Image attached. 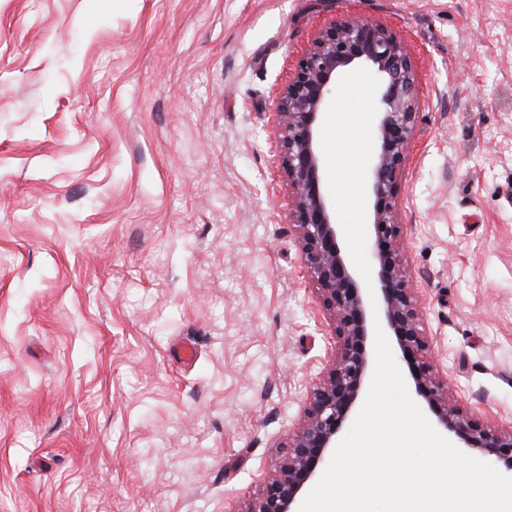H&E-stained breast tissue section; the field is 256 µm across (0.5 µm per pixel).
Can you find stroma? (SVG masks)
<instances>
[{
	"label": "stroma",
	"instance_id": "35a3bbf8",
	"mask_svg": "<svg viewBox=\"0 0 512 512\" xmlns=\"http://www.w3.org/2000/svg\"><path fill=\"white\" fill-rule=\"evenodd\" d=\"M345 15L416 70L431 356L512 426V0H0V512H235L278 469L331 345L275 93Z\"/></svg>",
	"mask_w": 512,
	"mask_h": 512
}]
</instances>
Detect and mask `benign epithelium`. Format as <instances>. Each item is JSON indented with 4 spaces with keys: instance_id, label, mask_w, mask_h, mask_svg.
Segmentation results:
<instances>
[{
    "instance_id": "7a95c632",
    "label": "benign epithelium",
    "mask_w": 512,
    "mask_h": 512,
    "mask_svg": "<svg viewBox=\"0 0 512 512\" xmlns=\"http://www.w3.org/2000/svg\"><path fill=\"white\" fill-rule=\"evenodd\" d=\"M357 67L374 71L379 80L378 151L367 178L374 304L344 249L322 179L320 118L340 77ZM416 118L417 76L405 43L381 23L350 16L317 31L276 93V142L280 174L288 187V224L328 319L333 347L330 364L308 394L299 426L280 444L278 471L238 512H299L303 491L336 448L343 425L360 409L374 365L376 318L394 338L408 380L436 426L458 438L467 451L503 463L512 474V429L484 424L448 397V377L431 359L411 285L398 203Z\"/></svg>"
}]
</instances>
